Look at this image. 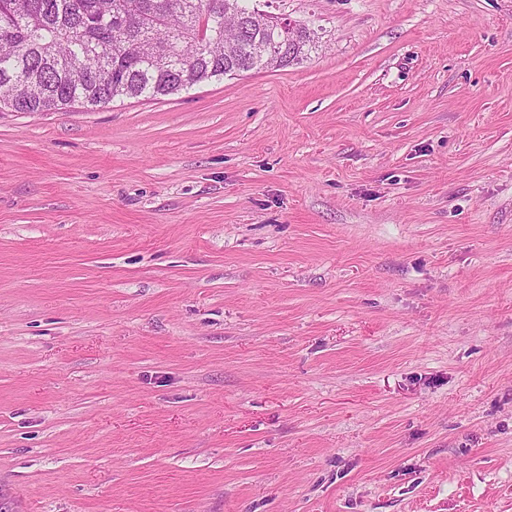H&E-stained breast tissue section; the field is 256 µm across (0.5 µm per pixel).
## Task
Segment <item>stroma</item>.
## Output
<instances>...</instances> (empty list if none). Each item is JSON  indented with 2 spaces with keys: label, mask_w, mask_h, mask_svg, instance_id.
<instances>
[{
  "label": "stroma",
  "mask_w": 512,
  "mask_h": 512,
  "mask_svg": "<svg viewBox=\"0 0 512 512\" xmlns=\"http://www.w3.org/2000/svg\"><path fill=\"white\" fill-rule=\"evenodd\" d=\"M303 64L0 108L10 512H512V0H256Z\"/></svg>",
  "instance_id": "35a3bbf8"
}]
</instances>
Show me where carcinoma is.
I'll return each mask as SVG.
<instances>
[{"mask_svg":"<svg viewBox=\"0 0 512 512\" xmlns=\"http://www.w3.org/2000/svg\"><path fill=\"white\" fill-rule=\"evenodd\" d=\"M318 40L245 0H0V103L35 113L154 99L298 64Z\"/></svg>","mask_w":512,"mask_h":512,"instance_id":"carcinoma-1","label":"carcinoma"}]
</instances>
